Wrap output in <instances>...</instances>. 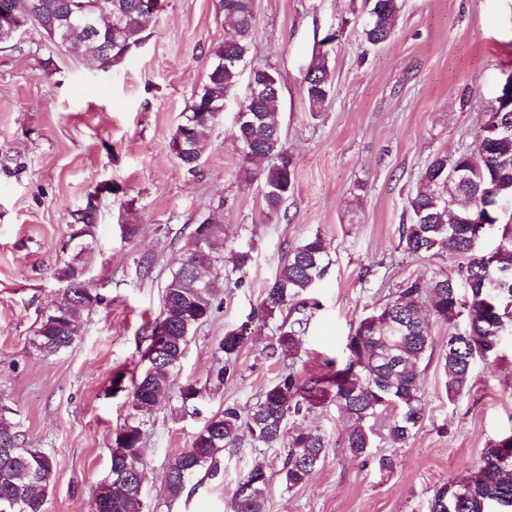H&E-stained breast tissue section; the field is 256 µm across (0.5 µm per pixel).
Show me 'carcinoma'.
Instances as JSON below:
<instances>
[{
  "label": "carcinoma",
  "mask_w": 512,
  "mask_h": 512,
  "mask_svg": "<svg viewBox=\"0 0 512 512\" xmlns=\"http://www.w3.org/2000/svg\"><path fill=\"white\" fill-rule=\"evenodd\" d=\"M97 16L119 11L124 25H106L97 36L71 26L68 18L73 3ZM367 19L364 40L376 46L391 36L400 9L399 0H365ZM144 0H0V16L12 12L33 18L31 28L48 34L57 30L61 39L88 54L90 65L110 70L121 64L129 46L143 40L152 16L143 9ZM228 36L210 50L211 65L206 80L194 94V102L173 131L169 150L188 170L201 161L205 132L218 124L226 100L243 91L241 104L255 114V121L234 128L250 170L260 180L266 209L275 214L294 188L295 173L282 132L276 130L275 112L279 96L254 97L249 87L247 59L253 47L255 17L253 0H222ZM332 89L328 58L313 55L304 77V95L312 112L326 106ZM464 170L462 182L448 176ZM410 224L403 228V251L409 255H449L464 260L467 295L452 277L405 282L383 305L361 317L347 337L345 359L337 370L302 377L294 371L281 375L268 386L260 400L241 410L234 406L214 414L195 435L190 447L175 455L163 474L168 496L181 497L189 479L202 469L210 475L220 470V455L234 448L243 435L268 448L286 445L287 454L279 470L289 488L308 482L325 459L327 440L319 429H287L288 420L326 404H334L351 421L344 448L354 458L371 454L375 424L383 422L387 436L406 445L420 427L423 403L420 396V361L429 348V322L421 306L442 321L467 317V327L448 335V353L443 355L448 380V398L458 397L469 385L476 359L498 357L507 327H512V102L498 105L483 127L481 162L467 153L435 154L425 165L416 191L407 200ZM73 223L86 229L77 240L79 251L60 269L64 283L59 296L41 315L33 345L46 358L70 347L81 335L83 303L88 284L86 269L91 248L85 240L94 236L96 213L92 204L72 214ZM502 227L495 247L486 251L482 241L486 229ZM193 239L184 245L187 269L170 272L161 294V308L154 322L144 327L147 342L142 358L147 363L133 379L130 399L134 410L148 413L170 399L173 376L180 367L196 329L220 308L213 293L198 288L197 278L217 280L224 261L245 275L251 262L248 250H230L224 256V228L218 226L206 246V265L197 268L191 253ZM324 240L316 234L288 250L273 281L265 288L260 317L276 313L296 315L280 325L279 352L299 358L305 312L311 307L308 295L322 280L329 263ZM167 337L168 355L153 351L158 330ZM258 332L255 319L231 327L218 349L225 360L209 373L216 387L224 384L239 350ZM194 383L178 388L181 407L201 397ZM12 410L0 409V443L9 451L0 453V512H49V492L58 467L55 457L38 448H27L21 440L19 423ZM113 447L122 455L111 456V467L124 460L145 465L140 423L128 420L117 429ZM270 475L257 464L238 481L235 512H265ZM142 492L126 478L112 480L99 512H140ZM428 512H512V435L484 449L475 469L460 481L437 488Z\"/></svg>",
  "instance_id": "1"
}]
</instances>
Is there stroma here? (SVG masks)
<instances>
[{"instance_id": "obj_1", "label": "stroma", "mask_w": 512, "mask_h": 512, "mask_svg": "<svg viewBox=\"0 0 512 512\" xmlns=\"http://www.w3.org/2000/svg\"><path fill=\"white\" fill-rule=\"evenodd\" d=\"M400 4L392 37L372 47L362 37L364 0H254L248 63L279 77L277 120L296 175L275 215L231 136L234 107L209 132L195 171L169 150L206 79L208 52L224 40L221 0H165L141 44L107 72L74 54L51 55L34 31L0 47V405L17 411L27 447L58 461L50 512H91L92 489L110 471L113 432L132 411L112 380L144 368V327L159 314L194 224L212 210L223 216L225 246L250 247L252 262L245 275L220 276L223 307L194 332L174 375L175 384L202 388L196 406L181 409L174 397L141 417L142 512H234L237 482L258 463L274 474L265 512H426L436 488L468 476L483 448L512 435V335L497 361H476L468 392L452 401L442 356L449 333L467 320L434 319L420 365L425 416L407 445L379 435L371 457L351 458L342 446L349 423L330 406L288 422L328 440L304 486L287 488L278 475L286 448L247 436L225 450L218 475L198 473L180 499L170 500L163 484L173 455L209 417L252 406L290 365L271 350L277 315L241 348L223 386L208 387L219 341L259 306L288 249L317 234L331 259L293 364L302 375L342 359L359 318L403 282L460 275L458 259L404 253L407 199L436 153H477L489 103L512 75V0ZM320 51L332 93L313 113L302 87ZM48 58L50 71L41 67ZM91 197L96 242L85 279L104 302L84 314L78 340L47 359L31 339L62 288L71 213ZM124 224L138 225V236L122 239ZM383 455L394 459L392 471L379 470Z\"/></svg>"}]
</instances>
